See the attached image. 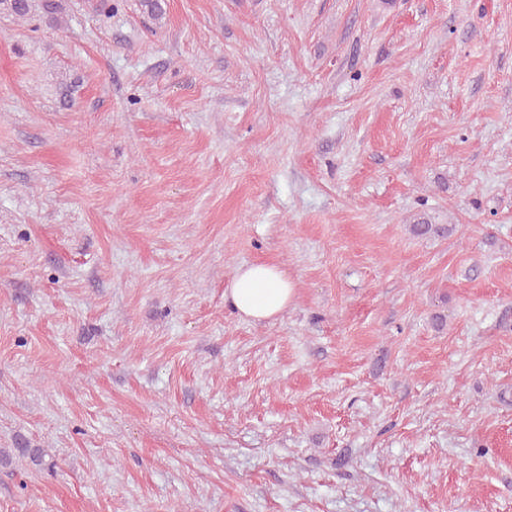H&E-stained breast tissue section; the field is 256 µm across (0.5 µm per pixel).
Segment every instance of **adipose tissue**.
Here are the masks:
<instances>
[{
    "instance_id": "obj_1",
    "label": "adipose tissue",
    "mask_w": 512,
    "mask_h": 512,
    "mask_svg": "<svg viewBox=\"0 0 512 512\" xmlns=\"http://www.w3.org/2000/svg\"><path fill=\"white\" fill-rule=\"evenodd\" d=\"M239 316L267 320L282 312L294 298V285L276 265L257 263L240 267L224 293Z\"/></svg>"
}]
</instances>
